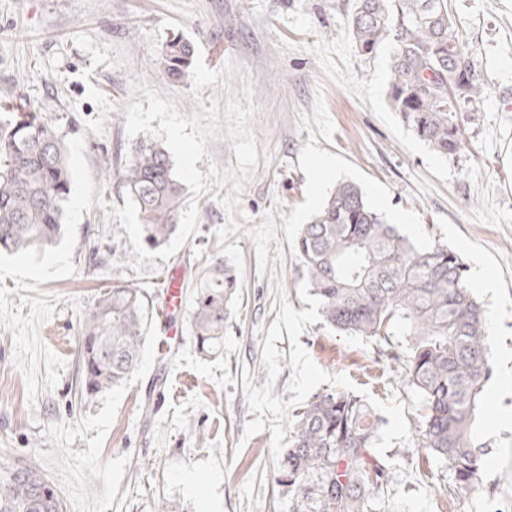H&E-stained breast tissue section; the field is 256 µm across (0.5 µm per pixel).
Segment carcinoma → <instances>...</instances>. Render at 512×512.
<instances>
[{
    "label": "carcinoma",
    "instance_id": "cac0c4a2",
    "mask_svg": "<svg viewBox=\"0 0 512 512\" xmlns=\"http://www.w3.org/2000/svg\"><path fill=\"white\" fill-rule=\"evenodd\" d=\"M356 48L375 53L395 43L388 99L405 127L435 154L463 144L459 112L481 99L473 52L448 11V0H356L348 20ZM192 43L173 35L160 51L166 74H189ZM67 147L32 104L0 108V250L24 252L59 236L70 193ZM137 204L142 241L166 243L178 229L182 186L169 151L141 141L121 175ZM307 285L321 315L342 333L378 343L400 331L408 353L386 352L402 365L423 401L424 447L448 464L462 488L481 483L471 426L491 375L482 305L466 283V267L446 244L419 247L366 200L339 182L295 238ZM238 272L214 255L196 285L190 314L199 353L224 345ZM144 295L134 287L104 293L79 326L81 392L93 396L122 384L138 368L146 338ZM379 417L362 398L323 392L294 415L277 483L312 512H368L386 481L373 460ZM0 512H64L54 485L33 462L0 475Z\"/></svg>",
    "mask_w": 512,
    "mask_h": 512
}]
</instances>
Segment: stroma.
<instances>
[{"label": "stroma", "mask_w": 512, "mask_h": 512, "mask_svg": "<svg viewBox=\"0 0 512 512\" xmlns=\"http://www.w3.org/2000/svg\"><path fill=\"white\" fill-rule=\"evenodd\" d=\"M354 0H0V101L34 103L68 148L63 233L51 246L0 253V472L39 465L65 512H296L276 482L294 412L316 394L349 391L380 416L370 453L390 478L372 512H494L512 500V0H448L486 88L459 119L461 150L442 158L400 121L388 99L392 44L359 52ZM182 33L206 65L234 61L239 77L193 96L160 62ZM147 81L191 116L254 89L258 163L219 241L228 188L196 201L198 234L151 275L112 207L135 146L125 132L131 90ZM332 162L324 179L314 164ZM357 184L415 244H448L469 274L488 323L493 375L475 434L484 484L457 489L421 446L420 397L374 341L328 326L292 242L337 182ZM241 273L224 349L197 352L182 310L178 341L160 355L163 277L180 267L192 294L213 255ZM143 289L151 325L138 369L95 397L79 383L78 329L104 289Z\"/></svg>", "instance_id": "1"}]
</instances>
